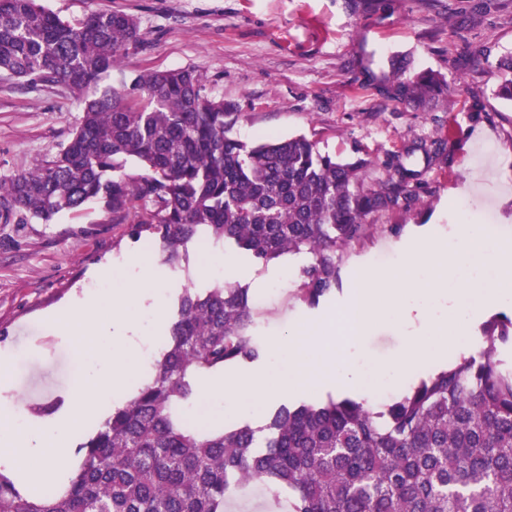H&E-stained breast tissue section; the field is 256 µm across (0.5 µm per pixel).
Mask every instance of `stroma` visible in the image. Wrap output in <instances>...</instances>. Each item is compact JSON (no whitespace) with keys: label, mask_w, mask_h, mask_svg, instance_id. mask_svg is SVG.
Returning <instances> with one entry per match:
<instances>
[{"label":"stroma","mask_w":512,"mask_h":512,"mask_svg":"<svg viewBox=\"0 0 512 512\" xmlns=\"http://www.w3.org/2000/svg\"><path fill=\"white\" fill-rule=\"evenodd\" d=\"M75 23L97 11L134 16L143 41L118 68H191L209 89L237 104L233 133L246 142L303 135L342 159H372L369 177L414 142L443 140L445 156L425 167L405 161L427 183L411 208L371 214L368 229L340 253L339 285L310 307L298 302L299 276L258 304L260 339L289 333L291 315L321 328L342 324L359 261L390 269L388 240L462 221L487 223L512 238V103L498 98L497 61L512 53V0H39ZM432 70L463 89L419 106L389 98L379 78L388 57ZM81 119L62 86L32 88L0 71V180L32 170L65 143ZM163 267L158 246L132 242L97 205L46 224L0 223V347L21 352L13 395L27 410L55 403L82 373L49 314L93 281L95 270L130 251ZM406 335L376 324L361 339L372 364L388 362Z\"/></svg>","instance_id":"1"}]
</instances>
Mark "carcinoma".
<instances>
[{"instance_id":"cac0c4a2","label":"carcinoma","mask_w":512,"mask_h":512,"mask_svg":"<svg viewBox=\"0 0 512 512\" xmlns=\"http://www.w3.org/2000/svg\"><path fill=\"white\" fill-rule=\"evenodd\" d=\"M139 41L125 12L70 23L38 0H0V70L27 85H64L82 112L51 159L0 182L1 222L47 223L94 202L174 268L196 242L236 248L256 265L302 254L296 297L314 307L336 289V257L361 237L363 219L406 209L424 189L423 172L398 155L373 184L371 161H340L304 135L240 140L235 104L192 69L107 84ZM388 66L393 99L429 104L461 90L431 70L407 74L397 57ZM498 67L496 95L512 102V56ZM417 151L430 166L446 145L420 142L406 155ZM256 321L248 287L187 285L153 380L80 444L68 486L29 496L0 471V512H225L250 481L281 512H512V364L498 358L512 318L485 322L476 354L387 403L280 404L257 430L192 427L181 407L199 375L265 355Z\"/></svg>"}]
</instances>
